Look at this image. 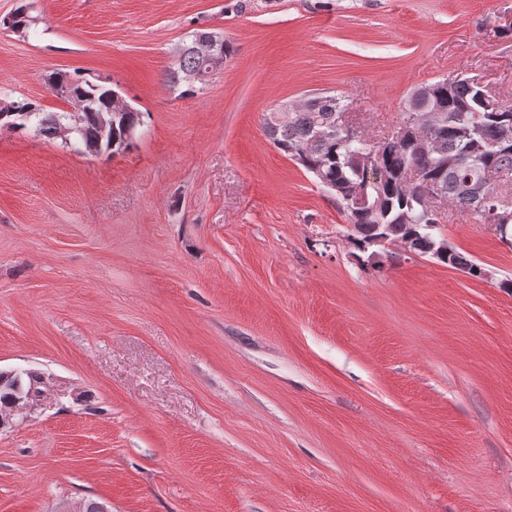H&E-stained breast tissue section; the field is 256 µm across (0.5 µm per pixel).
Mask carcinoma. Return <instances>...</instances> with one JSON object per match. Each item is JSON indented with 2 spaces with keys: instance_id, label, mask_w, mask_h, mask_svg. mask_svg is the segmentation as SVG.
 I'll list each match as a JSON object with an SVG mask.
<instances>
[{
  "instance_id": "1",
  "label": "carcinoma",
  "mask_w": 512,
  "mask_h": 512,
  "mask_svg": "<svg viewBox=\"0 0 512 512\" xmlns=\"http://www.w3.org/2000/svg\"><path fill=\"white\" fill-rule=\"evenodd\" d=\"M11 26L21 30L20 36L30 37L36 31L37 18L25 6H18L11 14ZM196 66L195 58L186 53L168 66L165 78L169 87L180 95H193L202 90L178 82L179 74ZM47 79L66 87L70 96L83 98L93 94L90 109L82 113L81 131L69 150L86 155L92 148L107 152L111 147L130 150L143 126L141 112H126L107 130H102L98 115L111 104L113 86L79 74L51 72ZM430 104L444 116V123L432 127L421 120L411 125L406 143L393 141L372 150V146L351 140L336 127L334 111L343 109L336 95H312L298 112H287L282 122L265 129L270 142L280 152L295 161L327 193L348 195L361 187L365 189L369 206L349 209V223L356 230L348 234L350 244L360 253L374 257L370 252L372 241L387 235L390 241L411 240L414 252L431 255L441 242L435 233L427 208L419 199L424 182L434 181L446 200L471 211L470 184L478 181L488 167L503 171V183L512 180V141H500L499 127L512 126V105H500L486 110L480 97L481 89L470 80L450 74L432 84ZM0 96L18 109L33 107L32 117L18 123L16 129L32 131L49 140L58 138L60 126L68 114L62 109H45L23 97L15 98L8 90L0 89ZM375 154V161L385 176L374 179L358 158ZM413 170L418 181L406 184L403 175ZM445 264L475 278L484 277L485 269L454 248H448ZM41 373L29 369L18 378L0 384V411L11 404L13 387L29 389L39 381Z\"/></svg>"
}]
</instances>
